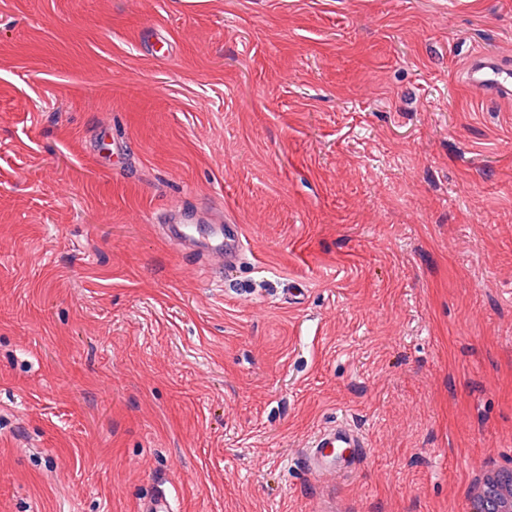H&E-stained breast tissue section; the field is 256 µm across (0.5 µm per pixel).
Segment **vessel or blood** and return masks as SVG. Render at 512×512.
Instances as JSON below:
<instances>
[{"mask_svg": "<svg viewBox=\"0 0 512 512\" xmlns=\"http://www.w3.org/2000/svg\"><path fill=\"white\" fill-rule=\"evenodd\" d=\"M467 81L475 89L491 97L512 96V66L499 62L493 56L479 54L469 61ZM193 210H178L168 217L167 224L161 225L162 235L170 241L189 245L191 238L186 232L190 221L196 219ZM215 235L206 249L225 266L236 264L244 249L243 234L239 225L223 223L221 217H214ZM365 451L361 434L337 422L335 427L316 433L310 440L304 458L306 470L313 475L333 468L343 475L352 473L360 464Z\"/></svg>", "mask_w": 512, "mask_h": 512, "instance_id": "1", "label": "vessel or blood"}]
</instances>
